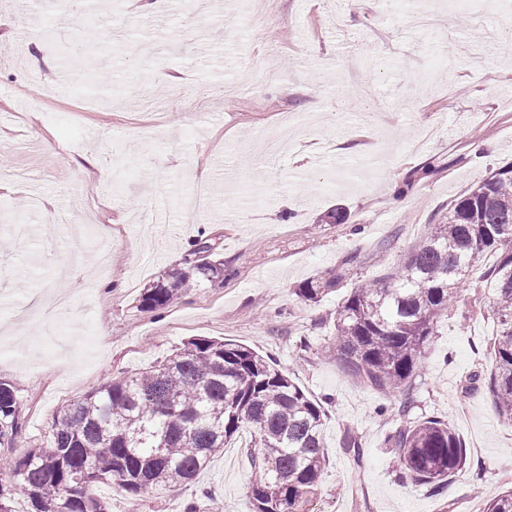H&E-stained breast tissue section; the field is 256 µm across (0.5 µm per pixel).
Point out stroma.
<instances>
[{
  "label": "stroma",
  "instance_id": "stroma-1",
  "mask_svg": "<svg viewBox=\"0 0 512 512\" xmlns=\"http://www.w3.org/2000/svg\"><path fill=\"white\" fill-rule=\"evenodd\" d=\"M152 2L148 14L137 0H95L31 20L30 0H0V164L13 173L0 179V379L16 386L23 420L14 448L0 449V484L13 459L48 443L58 407L209 337L268 357L323 402L329 464L312 512L484 507L512 486V426L482 384L496 335L487 291L462 289L440 317L406 389L408 413L402 397L364 387L317 349L352 283L386 276L457 197L512 162V0H468L465 30L452 0H277L257 16L245 0L203 11L195 0ZM414 9L441 26L414 27ZM47 30L70 41V55ZM90 50L99 81L65 83L69 56ZM231 83L245 92L225 95ZM202 181L211 197L198 211L189 203ZM336 207L346 223H324ZM203 238L224 262L223 283L140 309L147 284L200 260ZM101 251L115 289L68 283L71 267ZM341 270L321 302L294 295ZM32 296L34 316L18 320ZM432 416L449 418L471 463L439 496L405 477L384 443ZM348 431L361 464L342 447ZM251 475L237 438L194 482L98 492L112 512H182L192 499L252 512Z\"/></svg>",
  "mask_w": 512,
  "mask_h": 512
}]
</instances>
